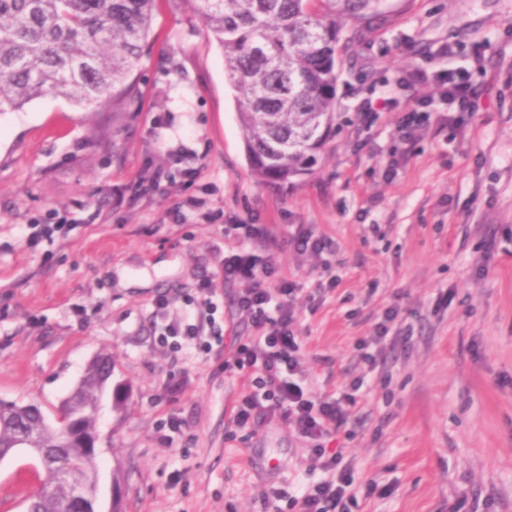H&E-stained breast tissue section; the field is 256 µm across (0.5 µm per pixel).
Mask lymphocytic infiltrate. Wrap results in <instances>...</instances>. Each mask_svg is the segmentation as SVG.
Wrapping results in <instances>:
<instances>
[{"label": "lymphocytic infiltrate", "instance_id": "1", "mask_svg": "<svg viewBox=\"0 0 512 512\" xmlns=\"http://www.w3.org/2000/svg\"><path fill=\"white\" fill-rule=\"evenodd\" d=\"M408 78L413 83L434 84L457 111L472 113L478 107L477 92L465 69L415 70ZM275 232L271 224L241 225L245 245L224 259L225 281L244 284L236 305L249 319L250 335H238L230 326L216 334L214 341L204 340V324L216 310L209 278L197 285L200 299L195 317L164 324L162 335L182 338L204 354L212 351L214 343L230 341L233 353L225 359L224 371L245 379L249 388L233 408L232 425L242 431L279 418L307 444L314 466L324 472L323 480L304 487L299 495L289 496L277 488L266 492L260 500L262 512H350L357 502L353 493L355 464L343 452L327 449L325 442L346 424L356 398L345 391L316 396L305 385L302 340L293 303L297 288L286 280L273 290L263 285L275 273L276 262L273 254L259 253L258 247Z\"/></svg>", "mask_w": 512, "mask_h": 512}]
</instances>
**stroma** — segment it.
<instances>
[{
  "label": "stroma",
  "instance_id": "obj_1",
  "mask_svg": "<svg viewBox=\"0 0 512 512\" xmlns=\"http://www.w3.org/2000/svg\"><path fill=\"white\" fill-rule=\"evenodd\" d=\"M388 21L337 57L334 133L291 184L252 176L224 55L187 0H155L147 49L131 75L135 111L80 109L51 94L0 114V400L53 415L98 356L130 388L124 412L102 399V501L120 512H259L272 487L321 478L279 420L235 430L247 391L225 351L161 341L210 277L216 328L249 322L224 279L236 224L300 226L333 240L330 273L280 239L266 287L294 282L309 383H360L330 441L379 492L357 512H512V0H387ZM451 44L478 110L449 112L409 71L436 68ZM482 48V67L470 65ZM395 111L372 127L363 99ZM425 105V137L400 141V113ZM199 169L196 179L184 171ZM158 170V182L145 181ZM64 218L66 235L34 238ZM336 286L316 294L318 283ZM171 300L154 311L159 296ZM399 305L409 341L375 370L355 345ZM180 428H172L171 418ZM43 482L23 458L0 464V512H25ZM395 107L396 102L392 97L379 98L375 101L365 99L359 107L360 118L369 128L379 118L380 112H391Z\"/></svg>",
  "mask_w": 512,
  "mask_h": 512
}]
</instances>
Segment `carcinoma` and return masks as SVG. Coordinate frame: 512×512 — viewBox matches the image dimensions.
<instances>
[{"label": "carcinoma", "mask_w": 512, "mask_h": 512, "mask_svg": "<svg viewBox=\"0 0 512 512\" xmlns=\"http://www.w3.org/2000/svg\"><path fill=\"white\" fill-rule=\"evenodd\" d=\"M155 0H0V114L45 93L77 106L112 102L129 112L136 95L130 74L147 41ZM208 34L224 52L238 95L248 164L259 182L288 184L316 164L335 120L336 53L348 23L363 34L388 17L384 0H192ZM112 358L95 359L68 406L92 433L103 374ZM42 407L0 403V448L26 437L42 449L46 488L34 512H63L72 493L56 479L77 463L86 483L97 457L50 428Z\"/></svg>", "instance_id": "1"}]
</instances>
